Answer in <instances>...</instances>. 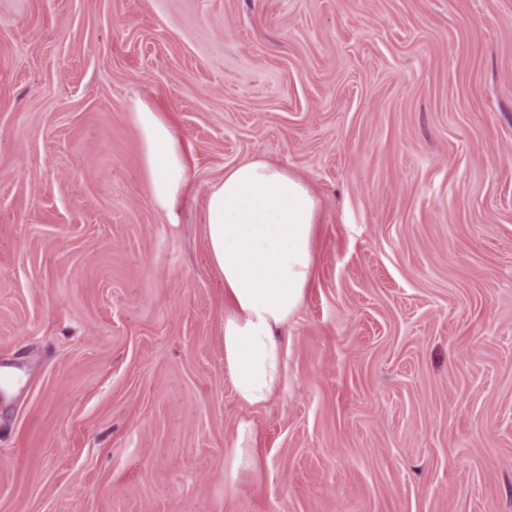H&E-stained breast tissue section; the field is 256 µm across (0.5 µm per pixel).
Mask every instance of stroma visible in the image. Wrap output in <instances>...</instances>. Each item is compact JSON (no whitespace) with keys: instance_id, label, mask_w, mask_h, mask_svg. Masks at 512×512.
I'll return each mask as SVG.
<instances>
[{"instance_id":"1","label":"stroma","mask_w":512,"mask_h":512,"mask_svg":"<svg viewBox=\"0 0 512 512\" xmlns=\"http://www.w3.org/2000/svg\"><path fill=\"white\" fill-rule=\"evenodd\" d=\"M138 100L189 148L175 224ZM255 157L321 211L248 410L203 221ZM2 372L0 512H512V0H0ZM256 432L253 424L246 420L238 425L236 435L224 451V492H235L241 478L257 470Z\"/></svg>"}]
</instances>
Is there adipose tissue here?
Here are the masks:
<instances>
[{
	"mask_svg": "<svg viewBox=\"0 0 512 512\" xmlns=\"http://www.w3.org/2000/svg\"><path fill=\"white\" fill-rule=\"evenodd\" d=\"M131 119L149 199L175 217L189 184L187 150L150 104L134 102ZM319 208L302 177L265 159L229 168L208 190L205 238L211 267L224 283V371L244 407L264 405L279 389L284 336L313 275ZM257 466L256 432L246 420L224 451L225 494Z\"/></svg>",
	"mask_w": 512,
	"mask_h": 512,
	"instance_id": "ef3b65f1",
	"label": "adipose tissue"
}]
</instances>
